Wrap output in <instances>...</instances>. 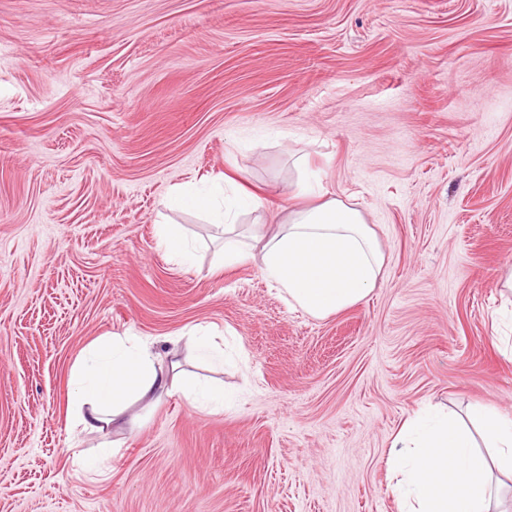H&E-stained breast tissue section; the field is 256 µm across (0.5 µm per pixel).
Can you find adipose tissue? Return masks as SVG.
I'll return each mask as SVG.
<instances>
[{
	"label": "adipose tissue",
	"instance_id": "obj_1",
	"mask_svg": "<svg viewBox=\"0 0 512 512\" xmlns=\"http://www.w3.org/2000/svg\"><path fill=\"white\" fill-rule=\"evenodd\" d=\"M224 180L207 191L176 189L169 205L210 214L224 226V261L259 266L291 306L323 319L367 297L383 256L362 213L340 199L310 207L297 181L287 202L271 193L241 190L240 200L265 210L279 230L253 225L236 231V213L224 202ZM152 343L112 336L100 341L71 373L73 406L90 432L104 430L131 401L157 402L170 390ZM478 433L449 414L408 418L395 434L390 470L397 478L401 512H492L501 478L512 479V416L479 412Z\"/></svg>",
	"mask_w": 512,
	"mask_h": 512
}]
</instances>
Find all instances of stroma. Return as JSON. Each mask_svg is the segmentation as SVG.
<instances>
[{"label":"stroma","mask_w":512,"mask_h":512,"mask_svg":"<svg viewBox=\"0 0 512 512\" xmlns=\"http://www.w3.org/2000/svg\"><path fill=\"white\" fill-rule=\"evenodd\" d=\"M304 173L384 258L323 319L165 207ZM509 264L512 0H0V512H399L408 416L512 414ZM103 336L224 408L176 390L83 430L71 371ZM160 234V242L166 252L174 259L183 263L192 260V250L181 228L174 224H163Z\"/></svg>","instance_id":"obj_1"}]
</instances>
